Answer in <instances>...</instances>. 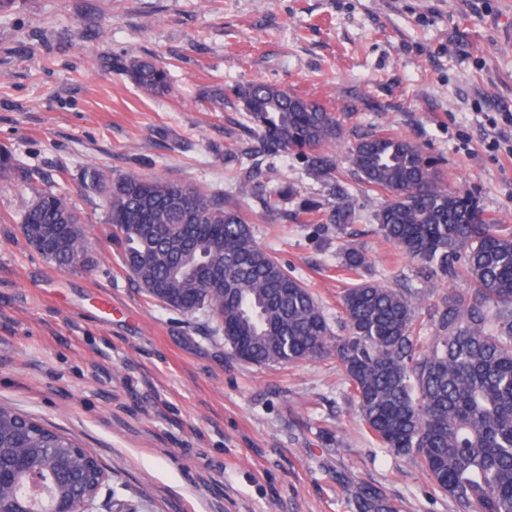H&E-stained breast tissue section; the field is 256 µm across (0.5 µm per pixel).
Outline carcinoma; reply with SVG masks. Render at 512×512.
Listing matches in <instances>:
<instances>
[{
	"instance_id": "1",
	"label": "carcinoma",
	"mask_w": 512,
	"mask_h": 512,
	"mask_svg": "<svg viewBox=\"0 0 512 512\" xmlns=\"http://www.w3.org/2000/svg\"><path fill=\"white\" fill-rule=\"evenodd\" d=\"M119 69L147 96L171 88L168 68L149 57H128ZM232 92L257 140L249 155L292 152L315 177L331 175L336 161L323 148L342 130L323 104L261 81ZM349 160L361 182L386 196L375 215L383 237L422 271L470 284L436 310L426 344L415 297L370 280L341 295L346 334L333 335L314 293L256 243L241 211L191 182L135 172L113 178L97 168L81 182L104 196L122 261L150 297L186 317L207 312L236 360H336L377 447L418 463L457 512H512V226L445 188L434 161L406 137L363 136ZM265 178L255 164L241 189L266 211L297 196L292 187L268 190ZM27 181L34 194L22 220L27 243L62 271L95 267L76 204ZM350 219L344 200L327 217ZM364 264L360 252L343 253L344 272L358 276ZM0 455L40 472L48 507L58 495L78 500L99 482L91 450L2 403ZM355 506L396 512L370 485L358 487Z\"/></svg>"
}]
</instances>
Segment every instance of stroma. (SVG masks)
Listing matches in <instances>:
<instances>
[{
    "label": "stroma",
    "mask_w": 512,
    "mask_h": 512,
    "mask_svg": "<svg viewBox=\"0 0 512 512\" xmlns=\"http://www.w3.org/2000/svg\"><path fill=\"white\" fill-rule=\"evenodd\" d=\"M132 55L167 66L170 91L143 95L115 65ZM247 81L336 114L331 178L292 153L268 159V177L326 212L345 188L350 223L293 200L284 220L241 191L252 140L228 90ZM509 112L512 0H15L0 11V147L20 173L0 184V403L93 449L130 512H355L363 484L398 512H456L417 464L375 446L335 362L238 361L206 312L188 319L150 298L80 176L92 165L156 175L236 206L334 334L353 284L339 270L348 247L366 257L363 279L411 289L429 327L467 283L423 277L383 238L385 197L359 181L349 148L370 132L408 137L448 190L512 225ZM29 174L76 203L93 270H59L25 242Z\"/></svg>",
    "instance_id": "1"
}]
</instances>
